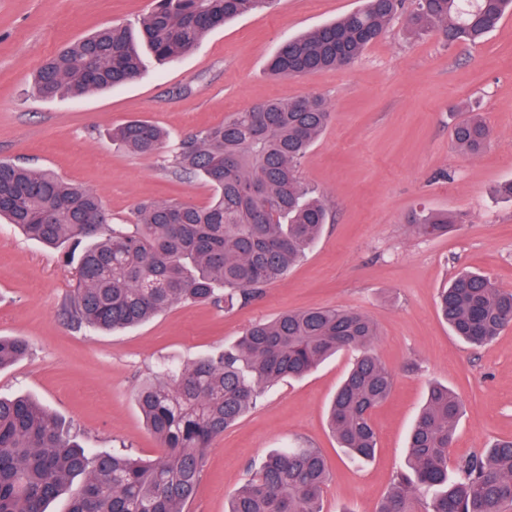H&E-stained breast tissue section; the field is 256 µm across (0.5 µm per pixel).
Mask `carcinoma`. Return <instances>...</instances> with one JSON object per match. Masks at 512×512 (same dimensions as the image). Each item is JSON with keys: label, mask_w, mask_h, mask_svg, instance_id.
Returning <instances> with one entry per match:
<instances>
[{"label": "carcinoma", "mask_w": 512, "mask_h": 512, "mask_svg": "<svg viewBox=\"0 0 512 512\" xmlns=\"http://www.w3.org/2000/svg\"><path fill=\"white\" fill-rule=\"evenodd\" d=\"M406 35L435 29L448 43H477L512 12V0H411ZM273 0H153L138 25L107 26L47 59L32 86L38 99L82 96L137 78L141 49L174 61L224 22ZM405 0H365L340 19L286 41L272 57L276 78L346 66L387 31ZM331 120L326 99L308 94L271 99L233 114L178 143L173 167L212 189L204 206L179 201L136 204L127 224L97 234L82 227L100 195L51 170L0 160V218L74 265L63 304L79 328L115 331L141 324L178 303L232 308L279 281L317 240L330 215L300 165ZM477 113L456 124L454 143L476 155L490 139ZM169 135L145 120L112 128L127 152L151 156ZM262 186L256 196L254 184ZM453 220L421 214L415 234L448 233ZM438 311L453 334L473 346L512 323V291L489 276L461 271L441 289ZM378 327L368 315L337 308L287 311L251 324L232 346L185 366H165L136 403L164 453L152 461L92 454L45 407L24 395L0 396V512H46L70 492L67 512H185L207 448L254 408L266 388L306 376L341 350L356 352L331 402L328 422L353 458L375 456L372 412L391 394L394 374L375 351ZM29 353L0 336V369ZM464 404L448 386L430 385L408 436L407 469L378 512H512V440L460 460L449 474L448 447ZM328 464L317 448H284L254 467L227 512H323Z\"/></svg>", "instance_id": "cac0c4a2"}]
</instances>
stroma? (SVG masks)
I'll return each instance as SVG.
<instances>
[{"instance_id": "obj_1", "label": "stroma", "mask_w": 512, "mask_h": 512, "mask_svg": "<svg viewBox=\"0 0 512 512\" xmlns=\"http://www.w3.org/2000/svg\"><path fill=\"white\" fill-rule=\"evenodd\" d=\"M152 0H0V159L54 170L96 191L114 221L145 200L209 202L203 181L173 173L163 155L114 145L113 126L143 119L171 142L264 101L324 96L332 119L302 162L330 222L306 256L246 305L181 303L123 331L71 325L62 311L74 282L60 255L0 221V335L30 345L0 370V393L33 397L77 432L91 452L144 459L161 448L136 404L162 363L186 365L223 350L259 320L288 310L339 307L375 320V350L396 374L373 413L378 450L352 461L325 410L355 354L342 351L307 377L282 381L208 448L186 512H226L250 464L282 448H318L330 467L324 512H377L405 467L409 429L430 382L458 392L464 412L451 461L512 439V326L472 347L452 335L436 301L454 273L475 268L512 289V202L493 192L512 178V14L476 45L420 39L396 17L352 64L272 78L270 59L288 38L357 10L362 0H277L207 34L179 60L145 56L136 79L82 97L32 98L44 60L101 27L136 24ZM477 112L491 128L478 155L459 150L456 123ZM456 220L448 235H414L421 211Z\"/></svg>"}]
</instances>
